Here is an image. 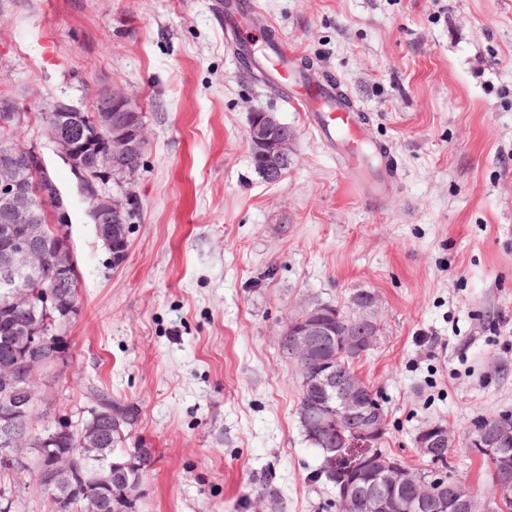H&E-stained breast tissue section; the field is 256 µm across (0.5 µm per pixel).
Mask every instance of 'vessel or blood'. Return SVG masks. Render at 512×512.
I'll list each match as a JSON object with an SVG mask.
<instances>
[{"label": "vessel or blood", "mask_w": 512, "mask_h": 512, "mask_svg": "<svg viewBox=\"0 0 512 512\" xmlns=\"http://www.w3.org/2000/svg\"><path fill=\"white\" fill-rule=\"evenodd\" d=\"M242 46L268 67L277 83L293 87L291 103L306 113L308 124L315 134L344 156L354 173L373 175L370 194L380 200L385 184L392 178L396 166L390 152L369 150L356 113L337 102L332 86L316 83L303 76L292 65L287 53L268 46L264 37L244 33Z\"/></svg>", "instance_id": "vessel-or-blood-1"}]
</instances>
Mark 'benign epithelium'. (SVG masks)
I'll return each mask as SVG.
<instances>
[{"mask_svg":"<svg viewBox=\"0 0 512 512\" xmlns=\"http://www.w3.org/2000/svg\"><path fill=\"white\" fill-rule=\"evenodd\" d=\"M97 120L92 126L83 128L81 139L73 138L75 123L82 121V110L57 101L51 112L53 119L44 125L47 140L56 154L68 164L77 180V189L89 203L88 216L97 230L102 231L113 224L123 223L126 214L137 208V196L133 190L138 172L124 175L123 187L112 190L114 169L132 154L145 155L149 135L145 119L138 113L133 95L115 88H105L98 93ZM32 113L21 107L11 97L0 98V127L6 129L25 124ZM109 129V135L100 138V128ZM251 155L261 166L265 180L277 182L282 179L293 161L296 134L273 112L251 114L247 130ZM28 167L37 172L42 181L38 195L34 196L22 181L21 168ZM52 203L54 224L46 226L39 218L35 197ZM71 224L68 204L53 180L48 167L35 144L3 146L0 148V281L6 285L16 276L27 274L39 276L48 264L55 270V285L44 289L40 295L26 288H12L7 293L0 310H31L36 305L48 308L55 304L58 295L56 284L65 283L77 275L69 235ZM67 249L69 260L58 258L43 246L49 234ZM354 318L346 325L338 317V308L327 304L303 307L289 319L292 337L283 347L292 359L308 355L316 346L333 344L342 350L365 352L375 346L376 337L355 338L353 326L373 329L380 325L376 308V297L363 292L353 300ZM5 330L26 340L23 355L24 375L17 374V366L0 360V398L7 401V411L0 417V469L12 470L25 464L30 457L31 438L45 436L44 442L71 431L64 421L53 427H41L37 413L38 388L45 382V368L59 355L51 354L49 339L35 322L13 325L9 322ZM340 400L336 408L310 421L318 427L341 429L345 421L360 415L366 426L360 435L373 441L386 431V419L382 418V402L376 393L365 398L352 384L338 389ZM489 426L481 435L473 431L466 433L465 443L469 448H503L512 444V417L508 415L487 418ZM448 427L429 424L417 435V448L428 457L435 448L448 447ZM84 451L97 461L86 473L75 470L72 456L52 451L44 456L40 473L43 487L53 492V498L64 504L66 512H112V501L122 503V512H135L140 497L141 479L130 478L139 472L143 452L128 453L123 448H91L88 441ZM503 463L496 470L494 495L500 497L512 493V463L509 454L502 453ZM403 470L395 463L386 462L382 484L394 490L402 483Z\"/></svg>","mask_w":512,"mask_h":512,"instance_id":"1","label":"benign epithelium"}]
</instances>
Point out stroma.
<instances>
[{
    "mask_svg": "<svg viewBox=\"0 0 512 512\" xmlns=\"http://www.w3.org/2000/svg\"><path fill=\"white\" fill-rule=\"evenodd\" d=\"M221 2L0 0V89L35 114L120 87L150 139L116 266L42 122L14 131L68 201L82 277L39 407L75 422L101 393L137 409L123 445L151 452L138 512H337L277 341L307 303L376 295L382 331L357 371L406 464L428 424L460 441L512 414V0H256L253 30L332 77L393 153L375 205L305 113L243 71ZM256 111L297 134L277 183L253 166ZM448 464L488 498L475 453ZM0 483L12 512H48L31 466Z\"/></svg>",
    "mask_w": 512,
    "mask_h": 512,
    "instance_id": "obj_1",
    "label": "stroma"
}]
</instances>
